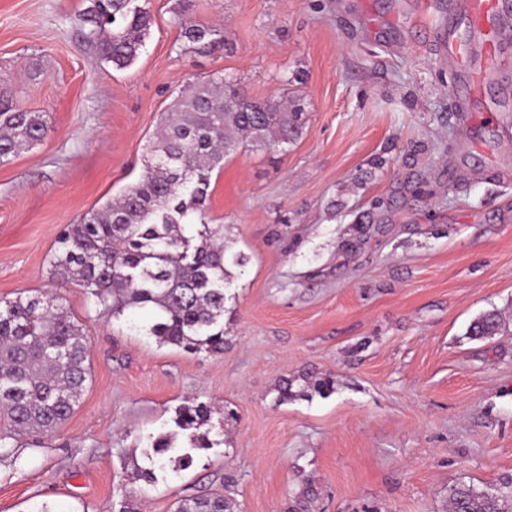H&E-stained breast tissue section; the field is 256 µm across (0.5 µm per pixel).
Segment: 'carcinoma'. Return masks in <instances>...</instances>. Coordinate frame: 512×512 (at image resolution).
Instances as JSON below:
<instances>
[{"instance_id": "cac0c4a2", "label": "carcinoma", "mask_w": 512, "mask_h": 512, "mask_svg": "<svg viewBox=\"0 0 512 512\" xmlns=\"http://www.w3.org/2000/svg\"><path fill=\"white\" fill-rule=\"evenodd\" d=\"M82 37L100 57L121 70L132 64L152 23L134 0H90ZM182 36L204 47L223 41L214 26L184 24ZM301 104L251 99L232 80L204 81L178 97L162 118L143 159L141 178L117 198L91 210L58 234L50 271L59 282H78L97 305L118 319L130 309H148L152 319L137 325L160 344L189 353H224V288L229 268L246 256L233 250L224 225L195 222L212 172L238 146L279 148L301 134ZM46 122L39 112L0 107V162L41 141ZM501 328L495 313L471 326L472 335ZM88 326L72 319L56 296H18L0 306V410L17 433L48 434L73 413L90 370ZM210 406L193 402L175 412L177 428L189 432L188 446L170 434L149 436L148 468L132 480L151 485L155 470L172 460L189 468L213 447L197 433ZM449 512H508L497 494L465 483L451 488ZM176 512H235L221 493L177 502Z\"/></svg>"}]
</instances>
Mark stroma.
Wrapping results in <instances>:
<instances>
[{
    "label": "stroma",
    "mask_w": 512,
    "mask_h": 512,
    "mask_svg": "<svg viewBox=\"0 0 512 512\" xmlns=\"http://www.w3.org/2000/svg\"><path fill=\"white\" fill-rule=\"evenodd\" d=\"M499 2L494 61L460 66L441 44L478 49L486 31L448 0H192L189 21L224 28L213 49L184 40L177 0H146L152 25L118 70L80 33L87 0H0V97L47 122L0 163V301L54 288L89 327L92 372L54 433L0 447V512H171L221 488L235 512H448L460 483L512 503V0ZM221 78L300 97L305 125L212 173L205 221L247 257L212 356L52 286L49 260L61 229L140 178L179 91ZM488 312L500 331L473 338ZM192 399L213 408L215 448L131 482L148 434Z\"/></svg>",
    "instance_id": "stroma-1"
}]
</instances>
